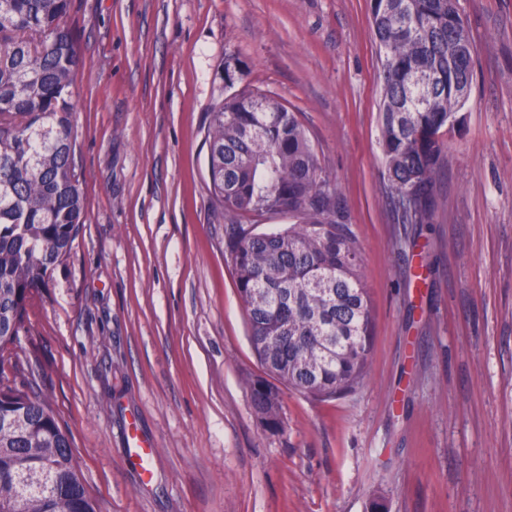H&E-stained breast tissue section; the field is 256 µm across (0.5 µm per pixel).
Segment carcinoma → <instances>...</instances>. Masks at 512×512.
Segmentation results:
<instances>
[{
  "label": "carcinoma",
  "instance_id": "1",
  "mask_svg": "<svg viewBox=\"0 0 512 512\" xmlns=\"http://www.w3.org/2000/svg\"><path fill=\"white\" fill-rule=\"evenodd\" d=\"M71 0H0V351L65 263L84 224L72 121L79 50ZM382 68L380 143L405 224L429 218L439 133L459 122L474 45L458 0H369ZM225 80L246 76L229 55ZM212 207L251 346L271 380L246 382L264 428L281 432L283 384L327 400L365 378L371 317L359 241L297 113L244 88L207 116ZM287 217L285 228L257 222ZM247 218L251 223L244 224ZM0 512H98L67 433L41 396L0 380Z\"/></svg>",
  "mask_w": 512,
  "mask_h": 512
}]
</instances>
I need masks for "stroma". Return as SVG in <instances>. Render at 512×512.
Listing matches in <instances>:
<instances>
[{
	"mask_svg": "<svg viewBox=\"0 0 512 512\" xmlns=\"http://www.w3.org/2000/svg\"><path fill=\"white\" fill-rule=\"evenodd\" d=\"M459 8L474 81L440 132L430 217L405 224L369 0H72L85 224L0 372L46 397L100 512H512V0ZM230 54L298 112L371 303L362 384L328 401L281 388V433L249 405L264 369L209 202ZM133 426L156 448L146 487Z\"/></svg>",
	"mask_w": 512,
	"mask_h": 512,
	"instance_id": "stroma-1",
	"label": "stroma"
}]
</instances>
